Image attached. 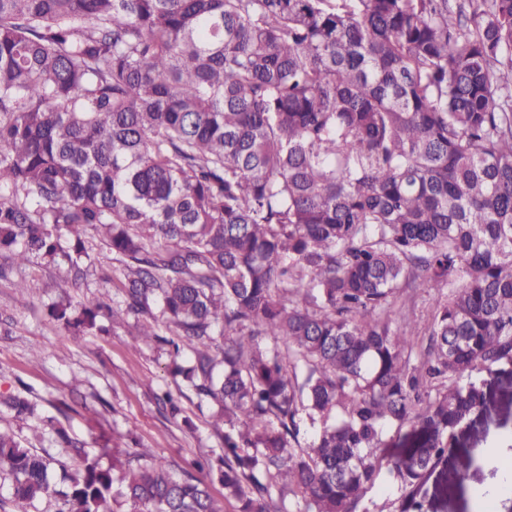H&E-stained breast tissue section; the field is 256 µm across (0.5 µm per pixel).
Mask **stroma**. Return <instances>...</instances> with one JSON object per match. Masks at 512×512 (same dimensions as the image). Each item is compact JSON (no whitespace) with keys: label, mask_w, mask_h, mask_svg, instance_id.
I'll return each mask as SVG.
<instances>
[{"label":"stroma","mask_w":512,"mask_h":512,"mask_svg":"<svg viewBox=\"0 0 512 512\" xmlns=\"http://www.w3.org/2000/svg\"><path fill=\"white\" fill-rule=\"evenodd\" d=\"M85 247L88 272L69 291L57 286L66 274L62 266L37 262L0 279V395L24 390L38 405L34 417L0 414V429L70 470L77 460L57 446L46 418H57L91 451L117 435L123 447L151 449L175 474L194 461L221 455L222 441L212 426L215 408L171 375L169 345L141 340L131 317L116 324L102 314L97 330L77 334L50 316L51 306L66 297L74 303L120 305V280L102 262L105 242L95 235ZM468 379L485 384L488 400L458 431L448 463H469L471 488L444 498L429 496L427 512H476L472 487L498 477L485 450L512 458V374L491 377L477 369ZM167 392L179 402L178 418H170L158 401Z\"/></svg>","instance_id":"1"}]
</instances>
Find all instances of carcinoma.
Masks as SVG:
<instances>
[{"label":"carcinoma","mask_w":512,"mask_h":512,"mask_svg":"<svg viewBox=\"0 0 512 512\" xmlns=\"http://www.w3.org/2000/svg\"><path fill=\"white\" fill-rule=\"evenodd\" d=\"M90 231L123 313L159 310L173 373L218 407L238 512H281L283 478L305 512H359L383 470L399 512L433 475L465 491L448 447L488 393L461 379L512 368V0H0V254L68 288ZM406 288L437 292L422 332L391 314ZM46 423L80 465L61 490L0 431L18 504L221 512L151 450Z\"/></svg>","instance_id":"carcinoma-1"}]
</instances>
